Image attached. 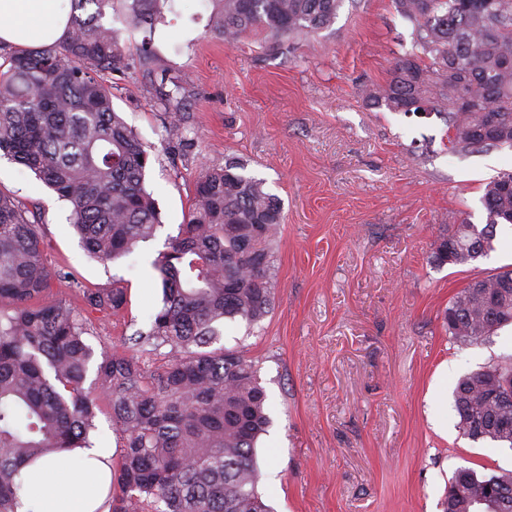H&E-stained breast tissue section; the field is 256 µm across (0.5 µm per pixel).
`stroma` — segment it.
<instances>
[{
    "label": "stroma",
    "instance_id": "35a3bbf8",
    "mask_svg": "<svg viewBox=\"0 0 512 512\" xmlns=\"http://www.w3.org/2000/svg\"><path fill=\"white\" fill-rule=\"evenodd\" d=\"M169 3L176 16L155 45L184 82L179 120L157 82L106 77L150 156L153 239L114 261L91 257L67 202L0 158V190L39 224L48 265L128 290L123 316L91 314L88 344L119 350L147 327L161 298L152 260L179 235L200 173L234 162L282 207L274 308L251 326L226 323L220 340L244 347L268 395L257 462L274 512H443L457 468L512 470L511 448L461 434L453 396L461 376L512 356V326L460 344L442 323L469 282L512 267V231L468 264L431 258L462 220L484 224L485 186L512 172V148L460 152L441 115L370 105L366 88L386 85L411 46L392 0H342L330 27L281 51L226 45L213 0Z\"/></svg>",
    "mask_w": 512,
    "mask_h": 512
}]
</instances>
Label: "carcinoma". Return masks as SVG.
Here are the masks:
<instances>
[{
	"label": "carcinoma",
	"mask_w": 512,
	"mask_h": 512,
	"mask_svg": "<svg viewBox=\"0 0 512 512\" xmlns=\"http://www.w3.org/2000/svg\"><path fill=\"white\" fill-rule=\"evenodd\" d=\"M214 26L224 41L260 39L273 51L285 39L329 27L342 0H218ZM394 0L413 25L384 87L366 89L393 112H437L457 150L512 145V0ZM69 30L59 42L14 51L0 62V154L36 174L71 207L70 221L102 261L134 252L161 226L145 188L149 155L112 104L101 72L130 68L120 33L124 17L138 66H158L161 0H69ZM455 101L467 110H453ZM230 162L194 184L186 224L151 262L161 288L149 329L130 352L95 354L87 319L51 297L55 279L37 224L0 191V512H17L19 470L56 452L92 444L97 388L112 407L121 453L113 467L109 512H271L257 490L256 447L271 418L254 361L217 347L228 321L253 325L274 306L277 198ZM486 224L468 221L437 243L433 259L460 265L493 249L496 228L512 227V172L490 180ZM84 306L119 316L128 289L74 283ZM512 324V269L470 282L445 310L459 342L484 340ZM171 357L155 363L160 349ZM462 434L512 448V357L464 376L454 391ZM478 499L512 512V472L457 469L445 512H473Z\"/></svg>",
	"instance_id": "carcinoma-1"
}]
</instances>
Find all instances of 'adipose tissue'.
<instances>
[{
    "label": "adipose tissue",
    "instance_id": "adipose-tissue-1",
    "mask_svg": "<svg viewBox=\"0 0 512 512\" xmlns=\"http://www.w3.org/2000/svg\"><path fill=\"white\" fill-rule=\"evenodd\" d=\"M59 0H0V43L17 49L61 40L68 18ZM112 449L94 447L64 452L24 468L18 481V512H108Z\"/></svg>",
    "mask_w": 512,
    "mask_h": 512
}]
</instances>
